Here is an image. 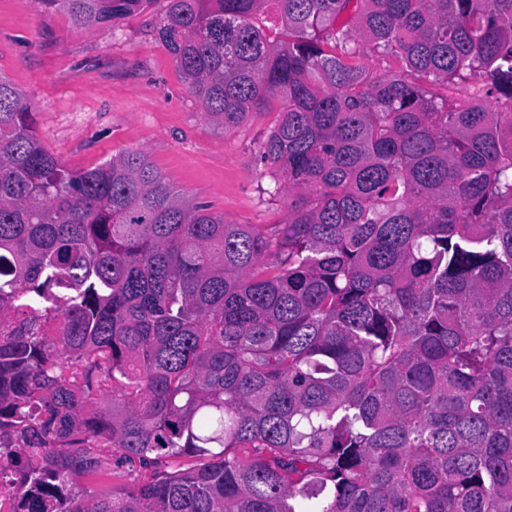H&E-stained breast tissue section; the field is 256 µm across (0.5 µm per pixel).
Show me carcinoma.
<instances>
[{
  "label": "carcinoma",
  "instance_id": "obj_1",
  "mask_svg": "<svg viewBox=\"0 0 512 512\" xmlns=\"http://www.w3.org/2000/svg\"><path fill=\"white\" fill-rule=\"evenodd\" d=\"M38 2L93 27L156 0ZM156 34L224 130L277 101L286 222L228 224L141 150L66 168L0 75L23 512H512V0H164ZM151 473V470H147L141 473H134L131 476H126V473H124L125 477L118 474L112 475V473L93 475L80 481L79 484L74 487V491L82 496L107 495L112 493V487H120L133 478H138L141 481L150 479Z\"/></svg>",
  "mask_w": 512,
  "mask_h": 512
}]
</instances>
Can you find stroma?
<instances>
[{
    "label": "stroma",
    "instance_id": "stroma-1",
    "mask_svg": "<svg viewBox=\"0 0 512 512\" xmlns=\"http://www.w3.org/2000/svg\"><path fill=\"white\" fill-rule=\"evenodd\" d=\"M163 10L119 25L79 28L37 0H0V72L27 97L43 146L73 171L130 149L146 152L181 193L230 224H279L272 181L253 162L274 110L224 130L208 119L155 35Z\"/></svg>",
    "mask_w": 512,
    "mask_h": 512
}]
</instances>
